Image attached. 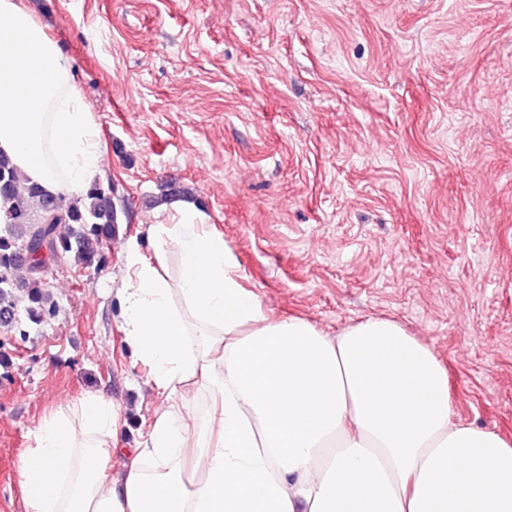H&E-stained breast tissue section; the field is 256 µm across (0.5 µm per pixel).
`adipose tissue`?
<instances>
[{"instance_id":"ef3b65f1","label":"adipose tissue","mask_w":512,"mask_h":512,"mask_svg":"<svg viewBox=\"0 0 512 512\" xmlns=\"http://www.w3.org/2000/svg\"><path fill=\"white\" fill-rule=\"evenodd\" d=\"M97 140L55 42L0 0V152L77 194L100 172ZM152 234L154 258L123 248L119 329L159 405L123 449L114 402L60 403L17 462L26 512H512V444L452 422L426 342L385 319L330 336L270 318L223 234L188 211Z\"/></svg>"}]
</instances>
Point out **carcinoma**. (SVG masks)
<instances>
[{
  "mask_svg": "<svg viewBox=\"0 0 512 512\" xmlns=\"http://www.w3.org/2000/svg\"><path fill=\"white\" fill-rule=\"evenodd\" d=\"M160 199L168 203L193 200L195 193L181 182H170L161 189ZM123 216L99 180L76 197L50 194L0 153V224L4 225L0 230V309L15 308V272L24 267L26 318L43 324L56 312L44 273L57 260L81 268L101 267L105 249L119 235ZM26 245L33 253L44 245L48 255L23 266L17 255Z\"/></svg>",
  "mask_w": 512,
  "mask_h": 512,
  "instance_id": "cac0c4a2",
  "label": "carcinoma"
}]
</instances>
